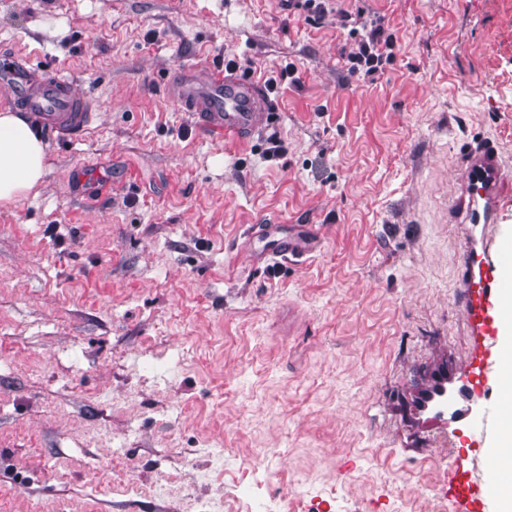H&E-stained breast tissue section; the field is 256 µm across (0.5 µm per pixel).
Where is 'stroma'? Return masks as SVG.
I'll return each mask as SVG.
<instances>
[{
    "label": "stroma",
    "instance_id": "obj_1",
    "mask_svg": "<svg viewBox=\"0 0 512 512\" xmlns=\"http://www.w3.org/2000/svg\"><path fill=\"white\" fill-rule=\"evenodd\" d=\"M348 3L397 39L370 76L334 0H0V58L96 109L0 206V512H451L412 400L467 349L451 204L470 147L512 167V0ZM204 61L272 124L200 130L166 81Z\"/></svg>",
    "mask_w": 512,
    "mask_h": 512
}]
</instances>
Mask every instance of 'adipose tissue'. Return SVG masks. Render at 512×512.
Listing matches in <instances>:
<instances>
[{"instance_id": "adipose-tissue-1", "label": "adipose tissue", "mask_w": 512, "mask_h": 512, "mask_svg": "<svg viewBox=\"0 0 512 512\" xmlns=\"http://www.w3.org/2000/svg\"><path fill=\"white\" fill-rule=\"evenodd\" d=\"M46 173V150L24 116L0 113V202L11 203L35 189Z\"/></svg>"}]
</instances>
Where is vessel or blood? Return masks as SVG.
Instances as JSON below:
<instances>
[{"label":"vessel or blood","mask_w":512,"mask_h":512,"mask_svg":"<svg viewBox=\"0 0 512 512\" xmlns=\"http://www.w3.org/2000/svg\"><path fill=\"white\" fill-rule=\"evenodd\" d=\"M171 82L182 111L193 113L197 125L216 136L245 137L271 113L265 88L232 67L202 64L176 72ZM0 84L58 138L84 130L94 119L91 100L75 95L71 81L49 63L1 60ZM506 179L499 150L490 143L477 145L466 155L462 193L454 205L458 223L474 229L460 260L469 341L451 380L462 404L449 413L464 432L441 438L456 448L450 479L454 512H485L505 495L499 472L505 449L512 447V407L504 402L512 393V224L504 221ZM451 381L438 376L424 403L446 392Z\"/></svg>","instance_id":"1"}]
</instances>
